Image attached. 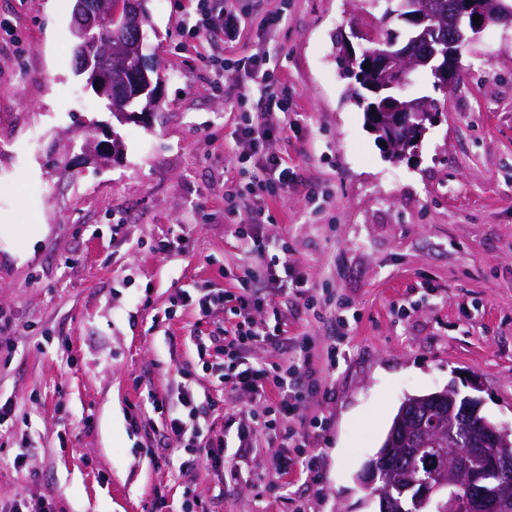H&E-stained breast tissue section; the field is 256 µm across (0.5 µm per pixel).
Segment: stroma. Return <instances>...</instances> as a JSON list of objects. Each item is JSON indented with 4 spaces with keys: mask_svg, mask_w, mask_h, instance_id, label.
Instances as JSON below:
<instances>
[{
    "mask_svg": "<svg viewBox=\"0 0 512 512\" xmlns=\"http://www.w3.org/2000/svg\"><path fill=\"white\" fill-rule=\"evenodd\" d=\"M75 0H0L20 48L0 43V500L46 494L57 512H379L356 482L405 398L475 381L482 413L512 427V29L467 45L442 121L415 156L384 152L347 94L336 36L379 25L387 0H235V36L192 37L195 0H149L147 63L159 106L117 122L75 73ZM275 50L273 73L297 122L238 94ZM224 59L216 81L201 57ZM272 127L239 157L242 113ZM119 137L102 157L85 141ZM280 158L293 180L266 191L249 174ZM258 220L266 255L286 254L314 285L256 311L281 336L305 333L336 360L299 401L318 481L286 456L284 430L255 426L238 450L233 419L251 396L218 388L194 339L233 321V302L199 316L181 290L238 292L237 225ZM358 313L341 327L333 312ZM210 404L224 471L182 472L153 399L181 388ZM27 448L28 467L13 458Z\"/></svg>",
    "mask_w": 512,
    "mask_h": 512,
    "instance_id": "1",
    "label": "stroma"
}]
</instances>
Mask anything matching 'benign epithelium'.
I'll return each instance as SVG.
<instances>
[{
	"instance_id": "7a95c632",
	"label": "benign epithelium",
	"mask_w": 512,
	"mask_h": 512,
	"mask_svg": "<svg viewBox=\"0 0 512 512\" xmlns=\"http://www.w3.org/2000/svg\"><path fill=\"white\" fill-rule=\"evenodd\" d=\"M148 0H76L72 24V36L78 51V68L88 74L90 84H98L96 93L103 97L112 94V65L118 63L129 48L126 40L130 33L142 29L149 16ZM404 16L408 26L418 40H429L437 31L433 25L441 17L435 0H409L405 4ZM106 12L112 20L109 41L97 38L94 18ZM481 22L474 24V16ZM512 26V6L503 0H465L459 5L452 19V33L435 39V45L427 54L413 56L409 48L395 43L385 49L369 53L371 68L386 78L397 77L404 71L423 68L433 73L436 84L448 91L458 79V73H450L448 66L437 64L439 59H457L462 48L471 41L468 34L481 33L489 22ZM154 67L141 61L136 71L125 79L123 95L125 102L149 94V105L142 111H123L121 116H145L158 101V90L153 88ZM378 110L382 112L379 125L374 132L393 136V131L404 127L425 135L427 125H435L440 112L433 108L430 99L424 98L399 103L386 100ZM455 402L453 392L445 388L433 395L414 396L403 402L400 419L429 403ZM436 455L435 463L416 467V473L403 486L396 485L390 477L391 453L385 452L380 463H370L358 474L357 483L373 490L383 506L390 510L396 506L393 492L414 493L418 508L430 512L434 501L450 495L449 512H504L512 504V453L507 450L491 452L486 442L450 444L439 436L431 437Z\"/></svg>"
}]
</instances>
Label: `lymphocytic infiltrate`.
<instances>
[{"mask_svg":"<svg viewBox=\"0 0 512 512\" xmlns=\"http://www.w3.org/2000/svg\"><path fill=\"white\" fill-rule=\"evenodd\" d=\"M239 248L246 259L238 279L241 286L236 295L233 313L235 323L220 334L200 336L196 339L199 355L210 350L223 352L222 362L212 364L211 369L221 383L232 388L248 391L255 403L254 410L248 411L237 427L240 447H247L251 424L262 419L265 428L284 429L296 453L298 463H310L307 445L298 438L297 409L301 399L303 379L314 374V362L318 357L312 337L300 335L286 348L280 363L267 364L252 357V349L268 341L269 336L254 320L253 313L270 304V297L258 296V286H272L279 281L278 257L261 260L262 247L254 225L243 224L237 230ZM153 406L166 413L167 428L182 444L183 456L178 459L179 467L192 470L204 465L220 472L224 469L223 436L204 437L194 420L203 414L204 408L192 392L178 393L176 399L154 400Z\"/></svg>","mask_w":512,"mask_h":512,"instance_id":"lymphocytic-infiltrate-1","label":"lymphocytic infiltrate"}]
</instances>
